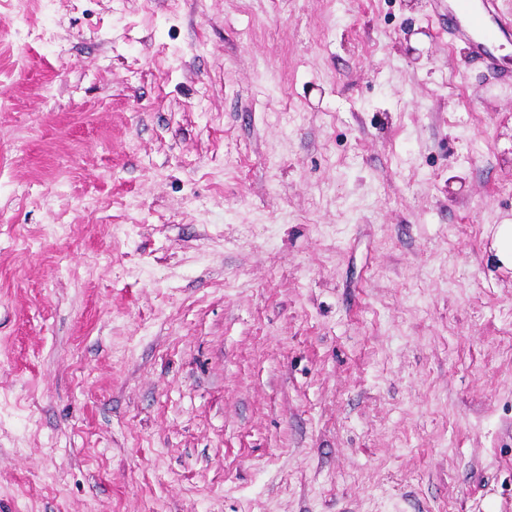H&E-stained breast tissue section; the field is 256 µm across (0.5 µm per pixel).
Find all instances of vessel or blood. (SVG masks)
<instances>
[{
	"label": "vessel or blood",
	"instance_id": "vessel-or-blood-1",
	"mask_svg": "<svg viewBox=\"0 0 512 512\" xmlns=\"http://www.w3.org/2000/svg\"><path fill=\"white\" fill-rule=\"evenodd\" d=\"M448 32L492 68L500 41L512 38V16L502 13L496 0H448Z\"/></svg>",
	"mask_w": 512,
	"mask_h": 512
}]
</instances>
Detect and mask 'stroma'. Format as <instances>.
Instances as JSON below:
<instances>
[{
  "label": "stroma",
  "mask_w": 512,
  "mask_h": 512,
  "mask_svg": "<svg viewBox=\"0 0 512 512\" xmlns=\"http://www.w3.org/2000/svg\"><path fill=\"white\" fill-rule=\"evenodd\" d=\"M507 219L448 0H0V512H512ZM512 221L496 224L492 231L491 253L499 267L512 269Z\"/></svg>",
  "instance_id": "stroma-1"
}]
</instances>
